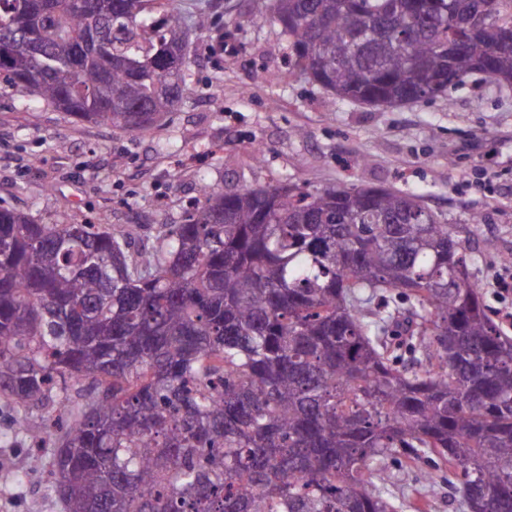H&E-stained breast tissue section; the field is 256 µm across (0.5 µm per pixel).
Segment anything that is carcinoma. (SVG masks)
<instances>
[{"instance_id": "cac0c4a2", "label": "carcinoma", "mask_w": 512, "mask_h": 512, "mask_svg": "<svg viewBox=\"0 0 512 512\" xmlns=\"http://www.w3.org/2000/svg\"><path fill=\"white\" fill-rule=\"evenodd\" d=\"M173 0H0V92L153 128L189 90ZM512 0H272L324 90L398 106L512 83ZM130 232L0 206V397L48 413L64 512H396L384 463L512 512V336L457 228L402 190L205 184Z\"/></svg>"}]
</instances>
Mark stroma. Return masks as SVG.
<instances>
[{"label":"stroma","instance_id":"obj_1","mask_svg":"<svg viewBox=\"0 0 512 512\" xmlns=\"http://www.w3.org/2000/svg\"><path fill=\"white\" fill-rule=\"evenodd\" d=\"M203 2L209 26L193 31ZM269 0H177L191 27L190 91L157 127L80 123L19 93L0 94V206L131 230L134 249L183 223L201 182L240 190L288 183L415 193L469 247L483 298L512 311V85L488 80L414 105L372 107L328 93L284 62ZM483 223H473V215ZM26 431L0 423V512H62L48 471L33 472Z\"/></svg>","mask_w":512,"mask_h":512}]
</instances>
